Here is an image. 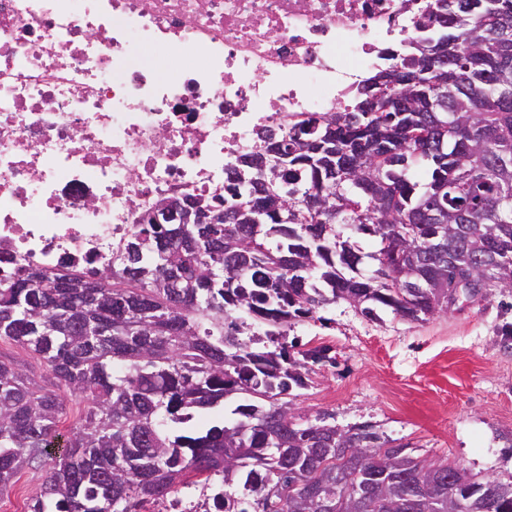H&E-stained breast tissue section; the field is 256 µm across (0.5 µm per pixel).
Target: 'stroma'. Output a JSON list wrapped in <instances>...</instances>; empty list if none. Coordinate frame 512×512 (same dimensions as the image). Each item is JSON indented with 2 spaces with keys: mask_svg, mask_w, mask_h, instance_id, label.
Listing matches in <instances>:
<instances>
[{
  "mask_svg": "<svg viewBox=\"0 0 512 512\" xmlns=\"http://www.w3.org/2000/svg\"><path fill=\"white\" fill-rule=\"evenodd\" d=\"M288 336L300 349L325 351L293 401L301 420L324 414L342 429L367 423L412 456L512 480V289L460 298L425 322L390 313L372 322L339 302ZM0 359L19 365L32 386L66 395L34 354L1 341ZM52 466H23L0 493V512H27Z\"/></svg>",
  "mask_w": 512,
  "mask_h": 512,
  "instance_id": "stroma-1",
  "label": "stroma"
}]
</instances>
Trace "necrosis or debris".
Returning <instances> with one entry per match:
<instances>
[{
  "mask_svg": "<svg viewBox=\"0 0 512 512\" xmlns=\"http://www.w3.org/2000/svg\"><path fill=\"white\" fill-rule=\"evenodd\" d=\"M431 0H0V270L111 266L160 200L336 111ZM157 42L198 68L160 78Z\"/></svg>",
  "mask_w": 512,
  "mask_h": 512,
  "instance_id": "obj_1",
  "label": "necrosis or debris"
}]
</instances>
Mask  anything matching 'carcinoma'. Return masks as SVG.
Listing matches in <instances>:
<instances>
[{"label": "carcinoma", "mask_w": 512, "mask_h": 512, "mask_svg": "<svg viewBox=\"0 0 512 512\" xmlns=\"http://www.w3.org/2000/svg\"><path fill=\"white\" fill-rule=\"evenodd\" d=\"M402 63L350 92L339 112L232 162L223 224H144L120 271L77 283L20 264L0 275V340L47 366L68 396L36 391L0 360V490L25 464L55 466L29 512H139L173 489L221 486L202 512H321L362 474L349 512H512V483L452 462L435 473L368 424L298 423L288 395L307 386L288 329L345 301L379 321H425L448 296L401 276L482 275L512 288V0H435ZM278 150L266 181L288 196V222L257 195L256 163ZM377 239L362 252L353 238ZM112 278V287L101 282ZM234 394L253 403L230 424L195 427L191 409ZM82 406L66 433L69 403Z\"/></svg>", "instance_id": "carcinoma-1"}]
</instances>
